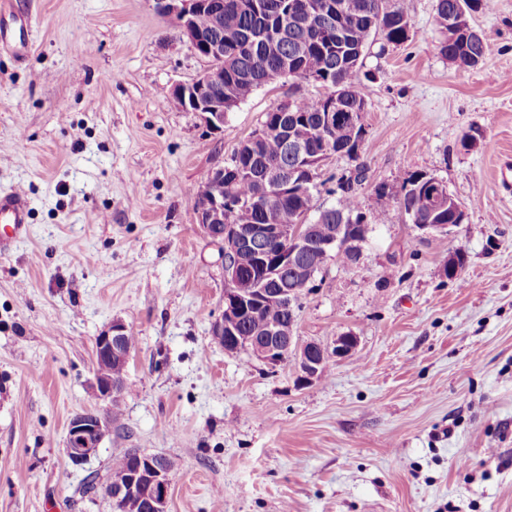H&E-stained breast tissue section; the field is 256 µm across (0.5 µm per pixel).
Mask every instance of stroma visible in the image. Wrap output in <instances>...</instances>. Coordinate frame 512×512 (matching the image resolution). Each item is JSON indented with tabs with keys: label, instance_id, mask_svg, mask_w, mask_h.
<instances>
[{
	"label": "stroma",
	"instance_id": "35a3bbf8",
	"mask_svg": "<svg viewBox=\"0 0 512 512\" xmlns=\"http://www.w3.org/2000/svg\"><path fill=\"white\" fill-rule=\"evenodd\" d=\"M12 2L34 26L25 57L0 51V190L21 189L30 218L0 255V512H113L104 486L130 449L171 461L168 512H512V0L473 14L486 55L470 70L439 53L436 0H404L405 43L371 36L363 212L417 172L466 219L436 238L395 211L358 263L326 259L292 334L358 344L310 384L296 356L274 367L214 341L224 247L193 197L267 112L324 87L278 78L213 132L171 98L208 62L155 0ZM115 319L136 343L111 415L91 383ZM84 411L110 427L76 465ZM108 431L107 420L94 412L76 414L69 423L66 453L75 464L95 456Z\"/></svg>",
	"mask_w": 512,
	"mask_h": 512
}]
</instances>
